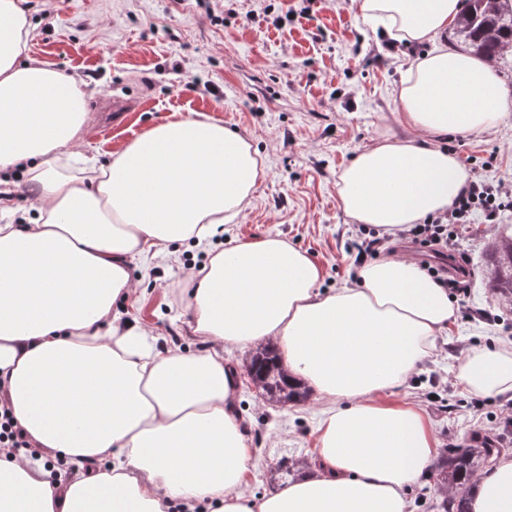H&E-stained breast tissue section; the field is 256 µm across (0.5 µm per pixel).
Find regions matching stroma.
Segmentation results:
<instances>
[{"label":"stroma","mask_w":512,"mask_h":512,"mask_svg":"<svg viewBox=\"0 0 512 512\" xmlns=\"http://www.w3.org/2000/svg\"><path fill=\"white\" fill-rule=\"evenodd\" d=\"M35 25L32 56L83 80L89 131L81 151L108 154L151 124L174 114L204 112L245 136L267 166L254 200L227 225L220 247L278 235L305 250L324 273L323 285H351L353 256L345 251L354 224L341 208L337 181L363 147L385 138H413L397 110L406 68L432 47L466 45L453 30L433 43L396 47L357 17L351 0H27ZM287 13L273 24L268 8ZM198 80L197 88L187 83ZM136 101L130 122L112 123L114 96ZM471 176L512 188V107L479 133L442 138ZM512 231V211L489 223L474 211L458 225V246L470 285V314H458L428 358L393 400L417 405L437 450L487 436L512 449V399L477 398L456 381V361L474 347L512 342V298L489 286L488 243ZM203 253L138 261L143 292L130 315L160 335L163 346L197 349L189 327L184 269ZM236 410L253 450L249 479L255 495L300 478L317 454L318 404L268 403L240 375ZM435 392L437 401L426 398ZM291 463L284 474L282 463Z\"/></svg>","instance_id":"35a3bbf8"}]
</instances>
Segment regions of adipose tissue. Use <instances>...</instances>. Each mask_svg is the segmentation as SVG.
<instances>
[{
  "mask_svg": "<svg viewBox=\"0 0 512 512\" xmlns=\"http://www.w3.org/2000/svg\"><path fill=\"white\" fill-rule=\"evenodd\" d=\"M352 3L399 43L432 41L463 8ZM34 32L27 0H0V185L22 182L36 200L26 223L0 224V406L31 444L0 447V512H407L435 440L417 408L387 398L455 323L447 290L393 257L360 267L356 286L324 290L305 251L267 235L210 251L192 275L202 350L160 349L118 310L137 292L134 260L222 234L266 169L245 137L202 112L147 127L107 162L83 156L84 84L31 57ZM397 102L424 140L364 147L337 183L345 214L391 237L468 184L438 140L496 126L507 95L489 62L439 48L404 71ZM268 341L324 407L315 474L257 498L224 351ZM454 377L478 397L511 394L512 344L468 351ZM470 510L512 512V456L480 477Z\"/></svg>",
  "mask_w": 512,
  "mask_h": 512,
  "instance_id": "obj_1",
  "label": "adipose tissue"
}]
</instances>
